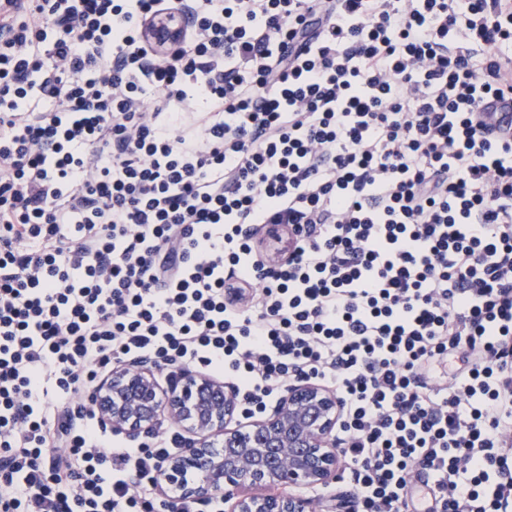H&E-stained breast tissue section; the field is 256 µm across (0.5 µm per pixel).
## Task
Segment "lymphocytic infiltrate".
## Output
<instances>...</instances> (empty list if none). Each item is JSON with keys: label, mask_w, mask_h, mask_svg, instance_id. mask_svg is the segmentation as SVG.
<instances>
[{"label": "lymphocytic infiltrate", "mask_w": 512, "mask_h": 512, "mask_svg": "<svg viewBox=\"0 0 512 512\" xmlns=\"http://www.w3.org/2000/svg\"><path fill=\"white\" fill-rule=\"evenodd\" d=\"M509 98L512 0H0V512H147L119 360L335 389L354 512H512ZM187 23L184 15H174V18L168 16L154 18L147 23V37L155 43L156 53L160 58L175 53L181 47ZM162 33L166 35L162 41H159L157 37H162Z\"/></svg>", "instance_id": "obj_1"}]
</instances>
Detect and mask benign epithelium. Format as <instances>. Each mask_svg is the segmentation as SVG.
I'll use <instances>...</instances> for the list:
<instances>
[{
	"label": "benign epithelium",
	"mask_w": 512,
	"mask_h": 512,
	"mask_svg": "<svg viewBox=\"0 0 512 512\" xmlns=\"http://www.w3.org/2000/svg\"><path fill=\"white\" fill-rule=\"evenodd\" d=\"M186 27L185 16H164L149 21L146 33L163 58L181 47ZM158 372L147 361L118 363L92 387L90 405L132 441L163 422L186 433L184 448L154 475L160 494L176 487L182 500L222 498L228 512H333L299 489L339 478L336 427L344 404L335 390L299 377L274 406L244 422L235 386L192 370L162 382Z\"/></svg>",
	"instance_id": "1"
}]
</instances>
